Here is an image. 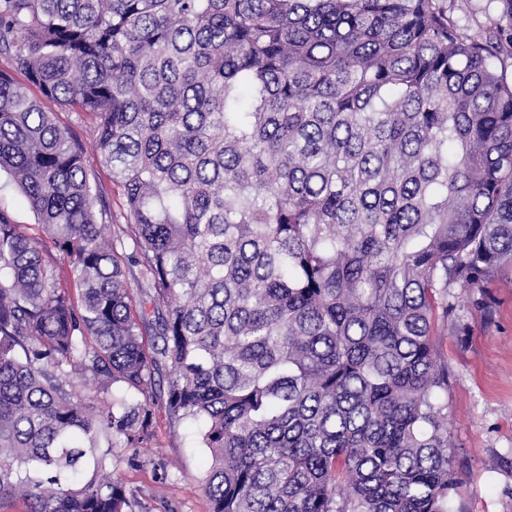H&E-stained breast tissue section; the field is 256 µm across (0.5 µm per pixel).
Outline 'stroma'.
I'll return each instance as SVG.
<instances>
[{
  "label": "stroma",
  "instance_id": "35a3bbf8",
  "mask_svg": "<svg viewBox=\"0 0 512 512\" xmlns=\"http://www.w3.org/2000/svg\"><path fill=\"white\" fill-rule=\"evenodd\" d=\"M499 0H453L451 16L463 29L489 26L499 14ZM55 120L85 147V164L97 191L112 213L122 200L112 172L101 164L95 149L93 116L49 103ZM0 208L28 235L40 239L46 263L60 272L68 266L50 239L45 238L36 214L6 173L0 172ZM494 303L491 320L472 319L468 335L456 328H439L436 338L448 360V428L455 442L453 469L457 485L451 512H512V267L502 268L489 284ZM165 397L152 404L154 439L136 451L127 464L120 450L118 474L137 490L149 512H209L202 486L208 452L200 447L194 426H172ZM168 462L167 473L153 467Z\"/></svg>",
  "mask_w": 512,
  "mask_h": 512
}]
</instances>
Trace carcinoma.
<instances>
[{"label": "carcinoma", "mask_w": 512, "mask_h": 512, "mask_svg": "<svg viewBox=\"0 0 512 512\" xmlns=\"http://www.w3.org/2000/svg\"><path fill=\"white\" fill-rule=\"evenodd\" d=\"M0 0V512H147L115 448L199 427L209 512H448L438 323L512 266V0ZM43 96L96 117L128 222ZM450 16L464 30L488 27L499 15V0H454ZM0 208H5L8 211L14 224H19L28 235L39 239L44 260L49 265L57 267L61 275H67L68 286L76 297L77 290L68 277L67 263L54 247L52 241L45 236L36 214L30 209L18 190L10 183L8 175L3 171L0 172Z\"/></svg>", "instance_id": "cac0c4a2"}]
</instances>
